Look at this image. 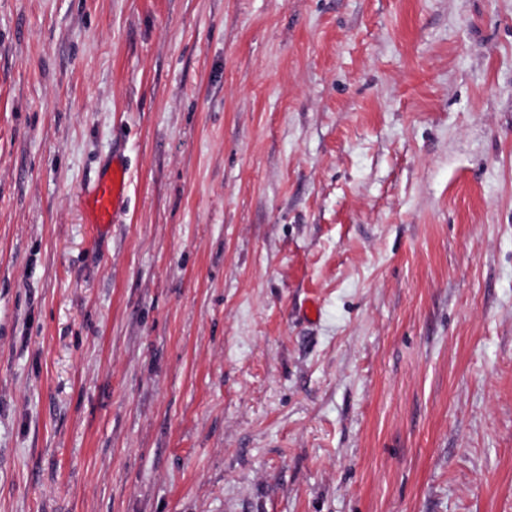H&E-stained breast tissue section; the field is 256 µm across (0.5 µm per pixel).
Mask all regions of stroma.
Returning a JSON list of instances; mask_svg holds the SVG:
<instances>
[{
    "mask_svg": "<svg viewBox=\"0 0 512 512\" xmlns=\"http://www.w3.org/2000/svg\"><path fill=\"white\" fill-rule=\"evenodd\" d=\"M0 512H512V0H0ZM127 167L122 161L112 163L99 174L96 181L83 191L82 200L88 215V224L103 232L115 224L127 192Z\"/></svg>",
    "mask_w": 512,
    "mask_h": 512,
    "instance_id": "1",
    "label": "stroma"
}]
</instances>
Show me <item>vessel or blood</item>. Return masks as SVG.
I'll return each mask as SVG.
<instances>
[{
	"label": "vessel or blood",
	"instance_id": "vessel-or-blood-1",
	"mask_svg": "<svg viewBox=\"0 0 512 512\" xmlns=\"http://www.w3.org/2000/svg\"><path fill=\"white\" fill-rule=\"evenodd\" d=\"M127 185V167L115 160L84 190L82 200L88 221L97 230H105L110 224L116 223L126 197Z\"/></svg>",
	"mask_w": 512,
	"mask_h": 512
}]
</instances>
